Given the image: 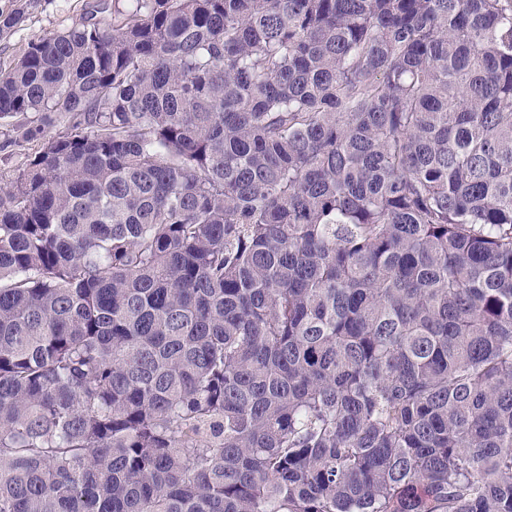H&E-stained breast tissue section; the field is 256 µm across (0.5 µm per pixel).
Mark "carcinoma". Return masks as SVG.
<instances>
[{
    "instance_id": "1",
    "label": "carcinoma",
    "mask_w": 512,
    "mask_h": 512,
    "mask_svg": "<svg viewBox=\"0 0 512 512\" xmlns=\"http://www.w3.org/2000/svg\"><path fill=\"white\" fill-rule=\"evenodd\" d=\"M97 13L0 66L68 118L0 179V512H512V0Z\"/></svg>"
}]
</instances>
